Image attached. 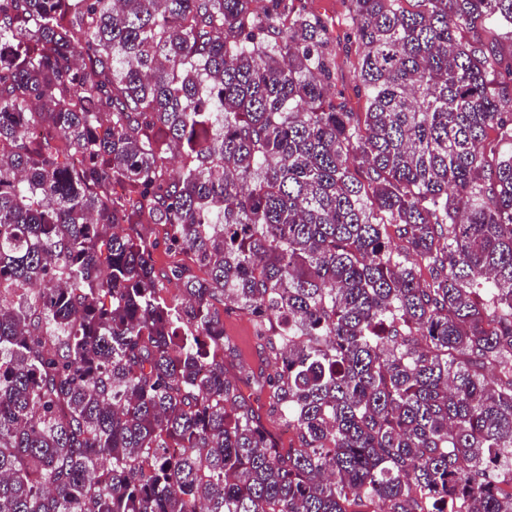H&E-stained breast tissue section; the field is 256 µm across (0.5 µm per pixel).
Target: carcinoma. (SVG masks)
Returning a JSON list of instances; mask_svg holds the SVG:
<instances>
[{
  "label": "carcinoma",
  "mask_w": 512,
  "mask_h": 512,
  "mask_svg": "<svg viewBox=\"0 0 512 512\" xmlns=\"http://www.w3.org/2000/svg\"><path fill=\"white\" fill-rule=\"evenodd\" d=\"M293 2L0 0V512H512V0ZM299 8L312 11L320 16L327 24L334 42V52L337 54L339 69L336 75L335 102L343 107L346 112H356L363 119L367 104L363 93L358 89V83L354 77L353 69L349 61L355 58L363 50L356 40L353 30L343 21L345 3L342 0L295 1ZM138 230L147 242L158 243L159 245L152 253L153 262L157 269H163L179 263L193 267L196 275L200 277L205 276L204 271L194 266L187 255L166 250L163 243L165 227L162 224H140ZM218 307L224 321V336L236 346L241 357L257 369L262 364L264 353L252 317L235 310L223 313L222 306ZM270 391L267 390L259 395L258 404L261 407L263 422L267 428L278 438L282 448L298 446V439L294 430L288 431L285 423L278 416L268 415L267 409L270 399Z\"/></svg>",
  "instance_id": "obj_1"
}]
</instances>
